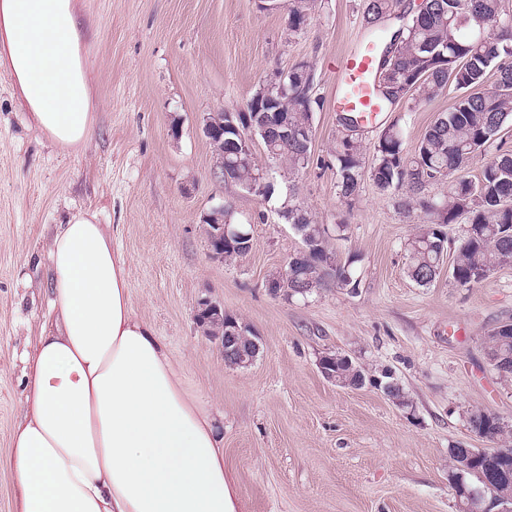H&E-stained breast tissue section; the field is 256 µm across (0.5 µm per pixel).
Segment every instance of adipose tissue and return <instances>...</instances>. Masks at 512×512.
<instances>
[{
	"instance_id": "obj_1",
	"label": "adipose tissue",
	"mask_w": 512,
	"mask_h": 512,
	"mask_svg": "<svg viewBox=\"0 0 512 512\" xmlns=\"http://www.w3.org/2000/svg\"><path fill=\"white\" fill-rule=\"evenodd\" d=\"M87 46L77 0H0V70L66 153L95 130ZM49 260L55 326L35 344L6 461L18 512H243L214 414L185 397L136 315L124 259L96 214L60 225Z\"/></svg>"
}]
</instances>
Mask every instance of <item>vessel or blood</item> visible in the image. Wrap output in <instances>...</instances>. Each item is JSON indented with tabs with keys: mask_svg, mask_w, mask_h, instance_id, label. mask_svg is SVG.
<instances>
[{
	"mask_svg": "<svg viewBox=\"0 0 512 512\" xmlns=\"http://www.w3.org/2000/svg\"><path fill=\"white\" fill-rule=\"evenodd\" d=\"M374 66V46L369 43L345 56L337 67L338 108L357 113L365 123L374 122L379 114V104L372 91Z\"/></svg>",
	"mask_w": 512,
	"mask_h": 512,
	"instance_id": "obj_1",
	"label": "vessel or blood"
}]
</instances>
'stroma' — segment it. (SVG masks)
Segmentation results:
<instances>
[{"instance_id":"obj_1","label":"stroma","mask_w":512,"mask_h":512,"mask_svg":"<svg viewBox=\"0 0 512 512\" xmlns=\"http://www.w3.org/2000/svg\"><path fill=\"white\" fill-rule=\"evenodd\" d=\"M79 2L98 103L84 151L61 154L0 72V512H16L18 488L1 462L23 415L35 341L51 321L48 244L78 211L107 226L134 310L174 360L186 396L221 410L224 467L245 512H459L451 448L500 445L472 431L471 413L512 427V380L488 359L489 333L512 323V263L468 287L446 263L431 285H417L407 248L427 217L404 210L401 191H380L369 170L386 126L400 125L412 155L454 91L416 108L399 103L352 133L364 166L349 202L334 157L349 134L338 119L336 64L364 39L366 0H319L297 33L286 9L259 0ZM302 61L320 102L313 165L295 175L273 167L267 200L216 177L204 116L244 110L274 72ZM222 204L253 231L250 251L231 260L210 257L201 222ZM287 205L325 225L357 290H271L303 248L281 215ZM203 298L257 336L253 364L227 365L198 328ZM334 352L369 371L392 368L407 406L325 379L317 362Z\"/></svg>"}]
</instances>
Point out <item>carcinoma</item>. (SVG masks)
Instances as JSON below:
<instances>
[{"label":"carcinoma","mask_w":512,"mask_h":512,"mask_svg":"<svg viewBox=\"0 0 512 512\" xmlns=\"http://www.w3.org/2000/svg\"><path fill=\"white\" fill-rule=\"evenodd\" d=\"M288 30L297 33L307 25L318 7L317 0H286ZM402 9V0H368L364 24L374 33L381 24ZM380 66L386 69L385 80L400 84L426 79L414 89L411 102L415 106L428 103L447 91L452 84L461 91L450 111L444 113L426 130L411 156L403 154L402 134L397 125L384 130L376 146L371 178L382 191L404 190L402 206L421 209L427 224L409 240L408 274L418 285L431 284L444 254L448 252L445 228L466 216L470 229L455 249L452 270L456 283L469 286L485 279L501 264L512 262V151L504 150L472 178L465 169L472 156L512 124V14L504 0H426L412 15L397 43L386 49ZM497 81L488 90H480L490 71ZM314 81L312 66L303 61L288 69V91H273L272 97H257L250 112L223 113L225 124L243 125L248 121L260 126L262 113L281 112L288 120V131L296 134L314 131L315 98L306 96ZM267 154L288 171L305 169L311 162L310 144L305 138H292L279 143L262 138ZM339 164L342 197L353 199L359 190L363 164L362 146L358 139L346 136L335 149ZM224 181L249 189L259 177L261 166L254 152L233 153L225 157ZM433 182L444 185L438 197L425 196L426 186ZM290 224H301L314 246L301 262L302 274H311L306 293L328 287L317 274L318 262L335 256L327 249L321 225L307 210L293 206L283 212ZM491 349L512 360V324H504L488 336ZM337 372L347 386L370 384L401 406L408 400L395 382L390 370L370 377L356 364L337 361ZM469 422L478 426L479 436L507 439L512 432L494 414L475 411ZM460 447L450 449L452 475L457 483H466L469 475L506 472L512 474V446L496 448L493 453L479 455L473 466L461 470L457 463L465 456Z\"/></svg>","instance_id":"cac0c4a2"}]
</instances>
